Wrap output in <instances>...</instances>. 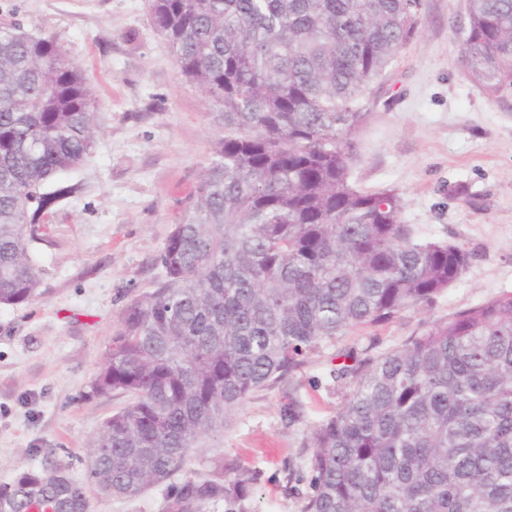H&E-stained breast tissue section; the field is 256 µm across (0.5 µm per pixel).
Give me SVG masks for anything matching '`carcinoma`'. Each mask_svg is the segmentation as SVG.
<instances>
[{
	"mask_svg": "<svg viewBox=\"0 0 512 512\" xmlns=\"http://www.w3.org/2000/svg\"><path fill=\"white\" fill-rule=\"evenodd\" d=\"M182 76L222 107L224 136L131 301L92 393L129 403L103 423L84 483L66 468L0 484V512H87L88 489L161 512H255L259 473L170 479L255 390L309 349L433 302L469 264L418 238L394 191L349 182L360 100L417 24L419 0H148ZM470 79L512 91V0H467ZM97 101L51 36L0 27V305L38 293L31 254L59 176L90 154ZM347 392L305 447V512H512V292L373 357L344 355Z\"/></svg>",
	"mask_w": 512,
	"mask_h": 512,
	"instance_id": "cac0c4a2",
	"label": "carcinoma"
}]
</instances>
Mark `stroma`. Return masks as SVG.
<instances>
[{
  "mask_svg": "<svg viewBox=\"0 0 512 512\" xmlns=\"http://www.w3.org/2000/svg\"><path fill=\"white\" fill-rule=\"evenodd\" d=\"M466 0H420L414 35L364 95L350 181L397 192L400 221L471 254L432 304L309 351L287 379L253 392L190 452L188 477L222 460L259 471L256 512H304L310 430L341 406L342 353L377 355L430 325L512 291V94L488 96L462 62ZM49 35L95 92L91 154L65 173L79 197L58 205L33 252L37 296L0 306V484L62 465L87 477L88 444L123 397L91 386L130 301L164 276L158 256L221 135L219 105L183 77L147 0H0V25ZM301 409L294 424L280 410ZM158 485L131 499L91 494L89 512H160Z\"/></svg>",
  "mask_w": 512,
  "mask_h": 512,
  "instance_id": "obj_1",
  "label": "stroma"
}]
</instances>
